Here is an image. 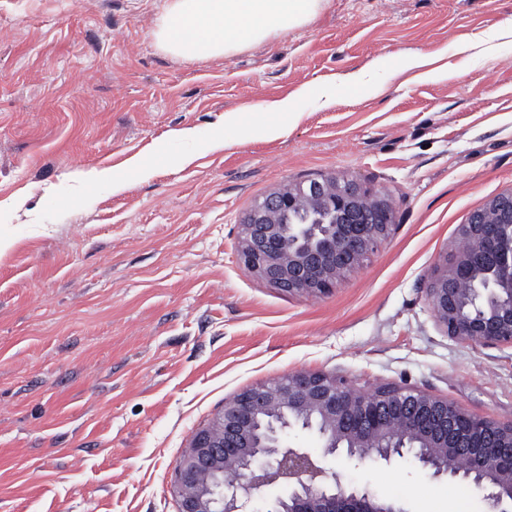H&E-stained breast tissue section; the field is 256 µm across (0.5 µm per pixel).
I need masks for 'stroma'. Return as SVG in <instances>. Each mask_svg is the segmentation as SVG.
Wrapping results in <instances>:
<instances>
[{"instance_id":"obj_1","label":"stroma","mask_w":512,"mask_h":512,"mask_svg":"<svg viewBox=\"0 0 512 512\" xmlns=\"http://www.w3.org/2000/svg\"><path fill=\"white\" fill-rule=\"evenodd\" d=\"M165 3L0 0V512H177L194 431L296 370L512 424V345L449 337L426 300L458 225L512 190V0H328L203 62L158 45ZM292 95L283 137L224 126ZM104 168L121 190L81 184ZM328 176L385 190L391 235L322 295L272 288L238 226ZM324 465L406 512L485 509L408 460Z\"/></svg>"}]
</instances>
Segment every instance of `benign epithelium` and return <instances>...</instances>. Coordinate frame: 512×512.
<instances>
[{
  "label": "benign epithelium",
  "mask_w": 512,
  "mask_h": 512,
  "mask_svg": "<svg viewBox=\"0 0 512 512\" xmlns=\"http://www.w3.org/2000/svg\"><path fill=\"white\" fill-rule=\"evenodd\" d=\"M330 212L332 224H292L295 213ZM387 194L354 180L326 177L288 184L255 205L239 224L244 265L268 285L314 296L362 268L391 234ZM512 190L458 225L451 258L434 268L426 300L448 336L474 344H512ZM302 422L321 457L360 464L411 458L433 475L467 480L486 512H512V425L467 413L430 394L384 386L370 394L322 373L294 371L247 388L193 434L176 461L178 512H249L262 488L283 483L268 512H406L368 488H347L305 448L285 442Z\"/></svg>",
  "instance_id": "obj_1"
}]
</instances>
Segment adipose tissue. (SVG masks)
Here are the masks:
<instances>
[{"label":"adipose tissue","instance_id":"adipose-tissue-1","mask_svg":"<svg viewBox=\"0 0 512 512\" xmlns=\"http://www.w3.org/2000/svg\"><path fill=\"white\" fill-rule=\"evenodd\" d=\"M326 0H168L155 33L171 54L211 59L234 54L269 37L310 22ZM297 115L290 100L267 104L250 118L231 114L229 126H245L276 138L287 133Z\"/></svg>","mask_w":512,"mask_h":512}]
</instances>
